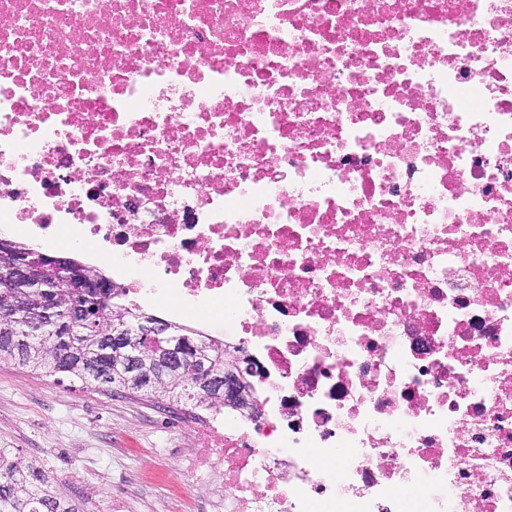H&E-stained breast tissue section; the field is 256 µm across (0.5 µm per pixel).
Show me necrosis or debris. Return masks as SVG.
<instances>
[{"label":"necrosis or debris","mask_w":512,"mask_h":512,"mask_svg":"<svg viewBox=\"0 0 512 512\" xmlns=\"http://www.w3.org/2000/svg\"><path fill=\"white\" fill-rule=\"evenodd\" d=\"M0 223L223 347L225 512H512V0H0Z\"/></svg>","instance_id":"obj_1"}]
</instances>
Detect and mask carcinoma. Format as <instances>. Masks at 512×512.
<instances>
[{
	"label": "carcinoma",
	"mask_w": 512,
	"mask_h": 512,
	"mask_svg": "<svg viewBox=\"0 0 512 512\" xmlns=\"http://www.w3.org/2000/svg\"><path fill=\"white\" fill-rule=\"evenodd\" d=\"M10 256L0 255V361L7 360L57 380L68 377L101 387L127 388L159 399L212 405L218 397L207 394L187 377V366L198 363L207 373L224 377V350L195 340L185 325H171L172 338L138 336L135 328L149 316L117 301L112 279L96 267L69 260L75 274L98 278L106 284L92 295L63 287L67 272L41 274L43 287L28 288L26 302L8 271ZM51 287L58 304L45 310L42 294ZM68 328L67 335L57 327ZM130 331V339L147 356L143 374H133L126 364L127 349L112 344L113 332ZM52 478L19 456L0 448V512H75L57 497Z\"/></svg>",
	"instance_id": "1"
}]
</instances>
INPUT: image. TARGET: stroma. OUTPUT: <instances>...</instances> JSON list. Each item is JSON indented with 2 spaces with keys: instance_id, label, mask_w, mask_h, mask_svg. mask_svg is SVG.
<instances>
[{
  "instance_id": "1",
  "label": "stroma",
  "mask_w": 512,
  "mask_h": 512,
  "mask_svg": "<svg viewBox=\"0 0 512 512\" xmlns=\"http://www.w3.org/2000/svg\"><path fill=\"white\" fill-rule=\"evenodd\" d=\"M194 412L0 362V448L38 463L78 512H205L211 479L180 462Z\"/></svg>"
}]
</instances>
